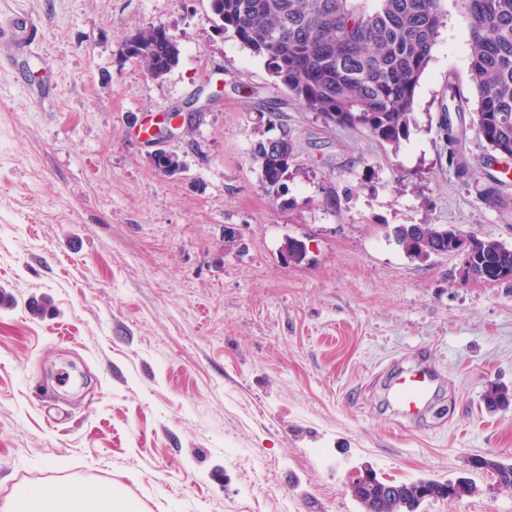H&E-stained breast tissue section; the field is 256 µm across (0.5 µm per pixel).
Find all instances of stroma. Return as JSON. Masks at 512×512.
<instances>
[{"label":"stroma","mask_w":512,"mask_h":512,"mask_svg":"<svg viewBox=\"0 0 512 512\" xmlns=\"http://www.w3.org/2000/svg\"><path fill=\"white\" fill-rule=\"evenodd\" d=\"M38 27L0 39V503L14 488L112 483L142 512H362L361 470L393 483L473 476L421 512H512L475 455L512 462V281L462 259L409 258L402 224L512 248V180L472 119L470 178L441 137L448 83L475 97L468 21L448 16L398 150L306 110L265 58L218 27L211 0H0ZM152 25L180 38L160 79L125 58ZM148 163L146 127L175 109ZM278 116L295 145L273 198L253 159ZM502 181V204L485 200ZM306 247L288 261V241ZM440 374L407 422L385 399L396 360Z\"/></svg>","instance_id":"stroma-1"}]
</instances>
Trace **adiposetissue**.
I'll return each instance as SVG.
<instances>
[{
	"instance_id": "adipose-tissue-1",
	"label": "adipose tissue",
	"mask_w": 512,
	"mask_h": 512,
	"mask_svg": "<svg viewBox=\"0 0 512 512\" xmlns=\"http://www.w3.org/2000/svg\"><path fill=\"white\" fill-rule=\"evenodd\" d=\"M0 512H138L120 488L74 482L52 490L16 491Z\"/></svg>"
}]
</instances>
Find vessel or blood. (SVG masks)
I'll list each match as a JSON object with an SVG mask.
<instances>
[{
  "label": "vessel or blood",
  "mask_w": 512,
  "mask_h": 512,
  "mask_svg": "<svg viewBox=\"0 0 512 512\" xmlns=\"http://www.w3.org/2000/svg\"><path fill=\"white\" fill-rule=\"evenodd\" d=\"M0 35L10 40L15 47L30 45L36 35L34 23L20 18L8 20L0 26ZM438 390L435 369L420 360L411 368L395 373L385 385V396L402 417L416 419L432 405Z\"/></svg>",
  "instance_id": "vessel-or-blood-1"
}]
</instances>
